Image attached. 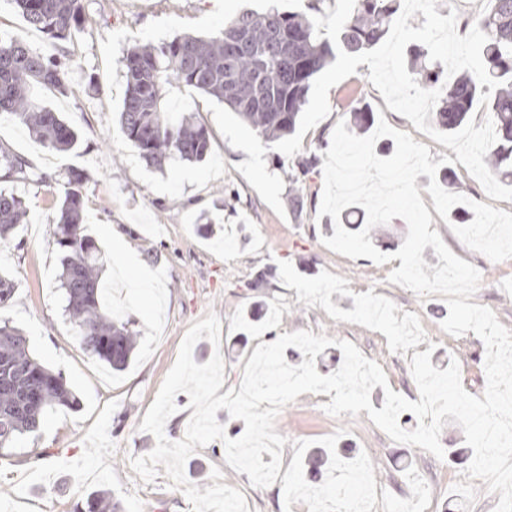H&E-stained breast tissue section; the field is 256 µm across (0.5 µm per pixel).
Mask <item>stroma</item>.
Returning a JSON list of instances; mask_svg holds the SVG:
<instances>
[{"label": "stroma", "instance_id": "35a3bbf8", "mask_svg": "<svg viewBox=\"0 0 512 512\" xmlns=\"http://www.w3.org/2000/svg\"><path fill=\"white\" fill-rule=\"evenodd\" d=\"M308 0H83L86 21L67 44L71 57L70 96L41 92L44 105L62 113L79 134L77 148L59 153L34 142L12 116H0V143L25 158L34 173L27 180L0 179V189L21 196L30 221L0 245V267L16 282L13 297L0 305V320H9L26 335L34 357L61 374L75 393L76 408L51 412L41 429L0 449V512H74L96 490H109L124 512H192L185 495L171 488L165 473L143 483L131 460L148 454L153 435L140 426L171 367L188 328L208 314L221 321V345L200 340L196 363L221 353L224 388L239 387L246 364L258 345L284 333L308 330L357 346L385 372L387 387L371 393L382 408L385 388L419 401L411 375V355L391 352L386 336L364 326L331 318L318 306L299 302L295 289L273 279L254 287L258 272L290 261L303 276L327 271L348 282L350 296L332 294L340 309L354 307L352 293L374 292L403 312L416 313L427 339L417 352H430L431 363L446 369L458 361L464 389L482 396L486 387V349L474 333L455 337L441 324L448 305L440 294L418 297L390 283L393 263L352 259L322 242L330 215H319L323 167L315 165L301 182H292L302 160L330 142L338 121H347L359 106L382 111L389 125L411 133L429 147L432 161L453 151L415 130L404 116L388 110L362 64L356 74L330 89L329 115L303 137L302 149L288 157L266 148L256 131L222 103L206 95L175 90L171 111L206 126L211 149L204 161L175 160L164 170L148 166L128 144L118 123L124 92L123 58L136 43H157L177 34L211 36L241 11L304 9ZM19 35L46 56L58 45L26 27L8 0H0V41ZM82 173L85 234L103 255L112 251V235L126 236L138 250L136 266L125 269L123 288L112 297V312L131 320L140 336L127 369L114 372L85 351L76 327L64 311L59 287L63 249L54 219L69 171ZM46 181H38V174ZM301 197L302 206L290 205ZM431 227L448 248L481 273L472 303L494 311L512 330V259L494 262L466 247L448 224L434 214ZM328 394L304 393L278 414L275 430L286 443L282 469H289L299 440L339 434L338 456L345 460L367 453L374 466L377 503L373 512H399L413 499L415 512H461L452 487L463 478L473 457L462 429L447 424L443 448L460 449L462 461L437 459L420 447L392 441L367 412L334 417L326 413ZM187 479L199 488L225 484L240 490L249 512H307L305 504L285 506L282 485L254 487L247 474L226 462L225 447L214 441L197 448L185 464Z\"/></svg>", "mask_w": 512, "mask_h": 512}]
</instances>
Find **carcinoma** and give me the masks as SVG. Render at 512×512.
<instances>
[{"mask_svg": "<svg viewBox=\"0 0 512 512\" xmlns=\"http://www.w3.org/2000/svg\"><path fill=\"white\" fill-rule=\"evenodd\" d=\"M27 28L63 43L85 22L82 0H11ZM478 26L487 34L482 50L488 74L500 82L487 109L493 114L496 143L486 160L502 179L512 178V0H488ZM339 44L316 35L312 18L302 12L245 10L210 37L175 35L158 44L134 46L124 57L126 90L119 108L121 129L140 157L156 169L169 159L198 162L210 150L207 128L196 121L170 119L168 92L178 86L224 103L248 123L269 146L291 134L307 103L314 78L337 57V49L358 54L376 46L387 34L397 11L396 0H356ZM68 65L46 58L22 37L0 46V113L24 124L48 148L68 152L78 133L36 97L45 89L70 92ZM425 89H442L436 124L453 132L480 102L478 80L463 73L448 81L436 61L412 68ZM373 123L368 108L353 112L355 135ZM0 170L6 179H27L26 162L0 144ZM82 176L71 172L64 183L55 234L64 249L62 288L66 310L78 328L83 348L116 371L123 370L137 344L127 324L112 320L100 298V249L83 233ZM30 223L29 210L14 192L0 190V242L20 224ZM78 400L63 377L29 350L23 332L0 321V448L19 436L38 431L48 410L75 407ZM80 512H120L109 493L89 494Z\"/></svg>", "mask_w": 512, "mask_h": 512, "instance_id": "1", "label": "carcinoma"}]
</instances>
